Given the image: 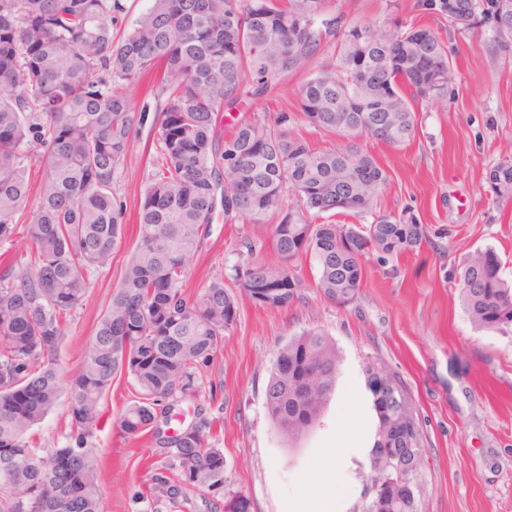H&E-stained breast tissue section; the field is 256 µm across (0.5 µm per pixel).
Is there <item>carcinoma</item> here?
I'll return each instance as SVG.
<instances>
[{
	"label": "carcinoma",
	"mask_w": 512,
	"mask_h": 512,
	"mask_svg": "<svg viewBox=\"0 0 512 512\" xmlns=\"http://www.w3.org/2000/svg\"><path fill=\"white\" fill-rule=\"evenodd\" d=\"M415 8L463 32L481 0H416ZM123 0H0V245L26 242V268L0 271V512H104L93 439L101 400L119 375L138 396L121 417L128 438L148 432L166 457L147 471L135 498L178 508L198 492L209 512H245L226 497L224 452L209 426L164 435L179 402L196 397L198 374L223 348L237 320V295L257 306L287 308L303 299L295 262L310 260L315 288L346 305L362 287L367 254L398 256L420 247L418 217L378 215L361 227L331 218L371 214L388 173L365 142L400 146L414 138L417 107L448 91L455 75L448 49L429 25L387 17L366 22L329 9V0H152L133 30L114 39ZM504 59L512 57V10L491 12ZM331 57L301 85L307 122L346 140L316 148L288 133V115L255 111L224 132V113L267 96L288 74L307 68L322 49ZM164 67L154 115L122 89ZM152 121L157 157L139 208V236L120 284L66 379L56 353L67 318L87 291L86 274L111 263L122 243L125 211L113 183L139 127ZM42 168L39 198L29 204V170ZM489 186L512 198V160L495 165ZM269 232L275 260L246 261L193 296L185 282L217 212ZM471 323L512 325V281L491 248L459 273ZM338 357L317 329L281 347L266 389V408L292 441L317 419L333 393ZM409 394L381 367L367 369L378 417L367 483L379 489L363 512H419V499L397 492L421 469L412 407L389 414L378 375ZM313 377V392L300 387ZM69 386L71 432L46 452L29 434Z\"/></svg>",
	"instance_id": "1"
}]
</instances>
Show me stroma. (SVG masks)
<instances>
[{"instance_id":"35a3bbf8","label":"stroma","mask_w":512,"mask_h":512,"mask_svg":"<svg viewBox=\"0 0 512 512\" xmlns=\"http://www.w3.org/2000/svg\"><path fill=\"white\" fill-rule=\"evenodd\" d=\"M439 32L456 71L447 96L419 110L413 140L396 149L367 144L390 177L377 213L413 211L426 227V241L398 257L368 255L363 285L346 306L316 291L317 272L306 260L297 269L303 299L293 307L266 309L240 299L236 325L201 371L196 401L183 404L182 417L170 423L180 429L198 417L213 421L212 442L224 451L227 486L245 499L247 512H287L309 462L331 447L336 433L359 432L363 403L349 397V384L371 365L396 374L410 391L424 452L417 474L421 512H512V326L476 328L458 286L468 254L486 247L498 252L504 277L512 279V199H496L486 179L493 166L512 157V61L497 50L489 28L463 35L443 26ZM309 77L306 71L290 74L270 99L247 103L225 124L259 110L285 112L288 130L313 146L339 144V137L316 131L298 112L296 92ZM153 141L150 127H143L119 170L114 193L126 210L125 237L111 264L88 275V294L58 351L66 375L79 369L137 243ZM260 236L252 225L216 217L190 264L187 291L216 276L231 277L241 241ZM312 328L336 347V384L315 425L290 444L268 416L266 388L278 349ZM135 397L131 379L122 375L101 402L104 425L94 444L105 512H148L133 495L143 487L148 461L163 459L150 435L133 441L117 425ZM69 425L63 396L29 440L40 448L62 446Z\"/></svg>"}]
</instances>
